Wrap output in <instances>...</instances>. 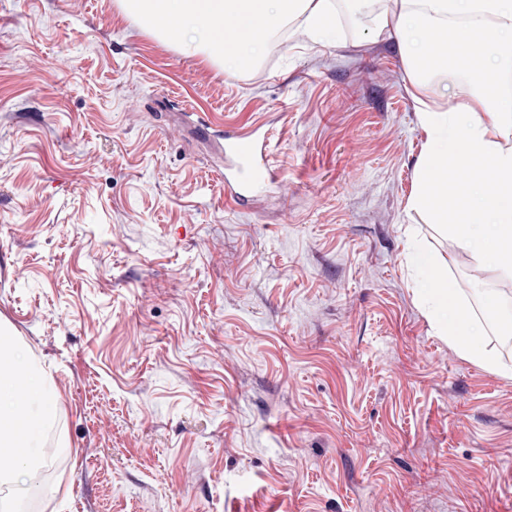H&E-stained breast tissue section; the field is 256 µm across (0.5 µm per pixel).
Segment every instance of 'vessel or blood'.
<instances>
[{
  "instance_id": "b4317fda",
  "label": "vessel or blood",
  "mask_w": 512,
  "mask_h": 512,
  "mask_svg": "<svg viewBox=\"0 0 512 512\" xmlns=\"http://www.w3.org/2000/svg\"><path fill=\"white\" fill-rule=\"evenodd\" d=\"M276 172L267 137L259 131L239 132L224 138V188L236 192L274 180Z\"/></svg>"
}]
</instances>
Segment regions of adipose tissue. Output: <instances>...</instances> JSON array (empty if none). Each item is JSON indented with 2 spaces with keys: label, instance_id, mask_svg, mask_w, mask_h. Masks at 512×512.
Returning a JSON list of instances; mask_svg holds the SVG:
<instances>
[{
  "label": "adipose tissue",
  "instance_id": "adipose-tissue-1",
  "mask_svg": "<svg viewBox=\"0 0 512 512\" xmlns=\"http://www.w3.org/2000/svg\"><path fill=\"white\" fill-rule=\"evenodd\" d=\"M353 9L371 17L377 34L393 41L406 66L412 86L430 85L425 65L424 35L447 22L456 24V42L450 50L456 67L463 69L472 89L456 110L431 106L420 112L426 144L417 180L430 186L429 194L413 192L410 209L425 208L437 223L445 225L457 246L476 261L489 257L490 239L512 240V87L504 78L512 76V0H402L399 15H390L382 0H345ZM123 12L148 32L167 38L178 36L188 53L245 64L261 55L258 43L248 33L263 28L275 33L287 23L301 21L316 37L328 35L326 17L334 0H119ZM238 24L245 33L233 45L212 49L224 28ZM487 30L484 61L467 59L462 48L475 25ZM468 153L487 158L485 179L462 189L437 182L435 172L446 160ZM493 190H486V182ZM417 291L425 303L435 330L446 336L462 356L472 362L512 377V366L491 354L483 340L485 331L470 307L449 288L447 277L421 279ZM51 404H44L25 431L12 428L13 411L0 405V447L33 448V436L48 425Z\"/></svg>",
  "mask_w": 512,
  "mask_h": 512
}]
</instances>
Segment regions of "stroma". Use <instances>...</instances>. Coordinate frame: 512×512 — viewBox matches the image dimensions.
I'll return each instance as SVG.
<instances>
[{
    "mask_svg": "<svg viewBox=\"0 0 512 512\" xmlns=\"http://www.w3.org/2000/svg\"><path fill=\"white\" fill-rule=\"evenodd\" d=\"M327 26L230 69L117 0H0V337L55 412L12 512H512V377L435 334L408 239L468 304L503 278L407 207L392 42ZM255 126L279 175L235 202L220 148ZM406 261L424 275L427 269L438 266L437 258L433 252L421 247L416 242H409L405 252Z\"/></svg>",
    "mask_w": 512,
    "mask_h": 512,
    "instance_id": "35a3bbf8",
    "label": "stroma"
}]
</instances>
